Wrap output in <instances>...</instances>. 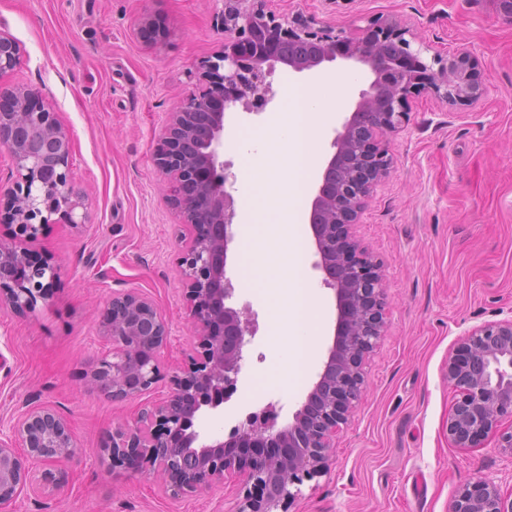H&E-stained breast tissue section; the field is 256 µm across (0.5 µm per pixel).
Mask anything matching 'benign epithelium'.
<instances>
[{
  "label": "benign epithelium",
  "instance_id": "7a95c632",
  "mask_svg": "<svg viewBox=\"0 0 512 512\" xmlns=\"http://www.w3.org/2000/svg\"><path fill=\"white\" fill-rule=\"evenodd\" d=\"M224 43L202 62L198 81L169 113L153 153L167 176L165 203L180 232L192 342L187 361L171 375V391L140 409L135 422L112 430L98 450L108 470L131 468L159 478L174 497L204 494L238 480L231 512H290L301 486L324 475L336 433L365 393L363 364L385 331L382 264L352 229L366 200L390 174L392 136L410 121V98L430 93L450 106L471 107L492 90L471 48L426 58L412 47L410 28L378 17L352 34L301 13L267 12L263 0H224L218 15ZM137 37L160 46L170 31L151 12L141 14ZM338 59L367 66L373 75L343 116L325 158L307 214L318 256L314 268L334 292L336 323L321 370L288 423L277 426L272 405L251 412L228 436L210 421L237 390L245 354L257 332L250 306L232 302L227 276L235 239L234 199L225 189L226 111L236 105L259 113L274 99L270 77L279 67L315 73ZM20 60V48L0 33V75ZM0 149L12 159L8 214L16 225L0 242V307L33 312L50 299L58 268L34 261L28 243L51 216L74 227L87 223L84 196L70 181L71 139L55 113L25 88L0 86ZM108 349L83 373V385L114 402L135 399L162 376L159 354L170 326L156 304L136 291L112 293L101 321ZM448 384L456 398L448 440L476 448L492 437L512 457V317L484 323L458 339L448 357ZM81 448L69 420L50 405L23 410L0 432V512L22 494L60 488L56 466ZM448 512H512L497 484L476 480L453 494Z\"/></svg>",
  "mask_w": 512,
  "mask_h": 512
}]
</instances>
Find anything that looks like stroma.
Instances as JSON below:
<instances>
[{
    "label": "stroma",
    "instance_id": "obj_1",
    "mask_svg": "<svg viewBox=\"0 0 512 512\" xmlns=\"http://www.w3.org/2000/svg\"><path fill=\"white\" fill-rule=\"evenodd\" d=\"M221 0H0V33L21 49L19 65L0 85L33 89L55 112L72 141L71 180L88 198L86 226L45 225L34 258L58 268L53 298L35 312L0 309V427L25 406L49 404L70 420L81 451L63 462L60 490L22 497L11 512H231L237 484L197 497L173 498L140 473L107 472L97 451L117 421H134L145 404L164 398L169 370L190 347L188 307L180 275L177 213L153 165L168 112L199 90L197 68L224 41ZM280 15L300 12L352 32L395 16L417 40L441 54L470 46L493 92L483 104L450 107L422 94L410 101L408 127L390 143L394 167L367 202L356 228L361 246L384 264L387 328L364 364L366 393L336 436L328 474L307 482L292 512H448L455 489L486 479L512 492V459L494 439L457 448L448 439L455 392L448 356L457 340L484 323L512 317V20L495 0H264ZM151 10L172 31L154 48L134 35ZM337 112L348 111L372 79L364 66L339 60L322 76ZM320 76L276 70L277 95L263 112L226 114L224 161L242 176L265 179L252 188L262 218L252 238L236 233L228 274L238 304L250 305L257 333L237 390L215 425L230 432L272 403L287 421L320 369L290 361L310 331L319 348L333 338V295L312 268L310 238L283 249L282 223L290 150L298 138L255 143L284 113L297 111L305 87ZM322 299L311 316L288 289L292 268ZM151 298L172 327L161 352L164 376L142 396L115 403L81 381L104 348L100 321L112 293Z\"/></svg>",
    "mask_w": 512,
    "mask_h": 512
}]
</instances>
